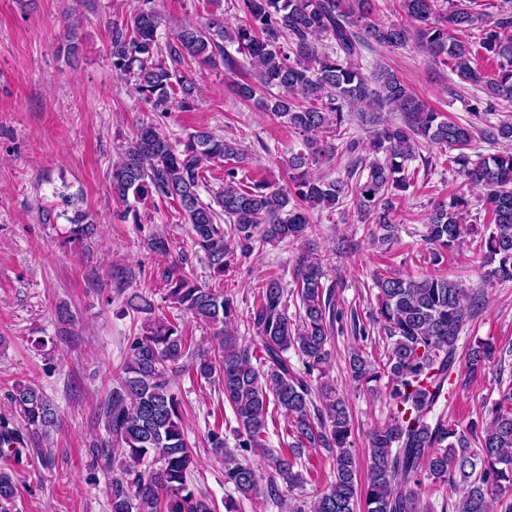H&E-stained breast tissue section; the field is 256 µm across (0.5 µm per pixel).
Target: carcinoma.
I'll return each instance as SVG.
<instances>
[{
  "label": "carcinoma",
  "instance_id": "obj_1",
  "mask_svg": "<svg viewBox=\"0 0 512 512\" xmlns=\"http://www.w3.org/2000/svg\"><path fill=\"white\" fill-rule=\"evenodd\" d=\"M477 0H392L405 22H373V0H237L234 8L245 23L234 28L224 14L211 12L204 23H187L165 44L159 43L161 18L145 7L109 26L112 71L133 82L150 111L168 112L173 104L193 108L196 87L187 67L194 61L224 67L234 75L251 67L254 76L234 83L243 101L264 95V108L285 119L306 137V151L288 159V184L263 179L247 186L238 179L244 150L205 128L171 141L153 121L137 123L120 145L112 164L113 196L124 203L160 199L177 204L191 226L193 246L203 252L215 274L224 275L227 259L238 247L246 252L256 237L266 242L298 241L312 230L315 211L333 209L350 194L361 218L394 237L391 198L410 187L405 162L428 145L448 148V168L468 185L484 189L487 234L481 236L484 281L512 280V151L503 150L479 161L468 149L475 128L452 121L412 93L398 74L380 64L367 75L359 65L362 50L375 42L391 50L416 45L458 78L483 89L493 100L512 102V0H503L494 14L475 8ZM480 32L475 51L462 39ZM332 42L331 51L316 40ZM235 46L230 53L226 45ZM496 61L487 72L479 54ZM374 101L398 112L400 123L381 124L365 144L345 141L351 157L347 178L315 176L311 167L336 156V145L311 134L348 133L355 107ZM493 141H512V122L486 131ZM385 155L363 164L359 149ZM224 162V187L206 202L200 188L209 164ZM365 165L364 182L349 184ZM470 201L464 192L437 203L427 216L431 260L454 251L476 233L468 223ZM68 237L92 238L97 230L91 215L79 209L67 218ZM316 262L302 257L294 272L302 313L288 316V292L277 277L263 284L248 316L260 350L238 343L231 326L238 318L234 299L216 285L200 283L193 274L171 264L161 277L162 301L179 311L170 319L157 313L153 298L135 293L126 305L144 315L139 332L128 339L127 355L118 369L119 384L99 402L96 420L104 434L92 444L93 463L107 474L110 512H215L198 496L190 475L196 465L185 432L184 404L174 390L175 376L221 385L224 401L235 416L237 452L225 450L224 421L216 420L206 438L211 451L224 458V484L263 509L303 486L296 469L299 449L323 448L333 461L327 488L309 506L289 505L291 512H417L424 481L462 487V494L444 505L448 512H492L493 499L512 512V384L499 391L489 417L473 424L470 433L441 417L432 419L439 400L457 372L456 342L483 293L439 273L418 278L380 273L375 285V323L385 336L384 362L359 351L349 358L354 381L369 385L388 378L394 411L373 429L369 439L366 478H361L352 447V424L345 401L325 381L328 349L336 322L331 289ZM213 328V342L201 346L187 332L184 316ZM294 349L304 371L285 357ZM498 349L476 340L466 354L469 374L490 366ZM11 401L26 432L0 419V444L19 446L24 434L46 440L57 426L51 402L37 388L18 383ZM285 422L288 448L267 445L269 406ZM262 451L267 475L248 461ZM16 495L10 473L0 469V502Z\"/></svg>",
  "mask_w": 512,
  "mask_h": 512
}]
</instances>
